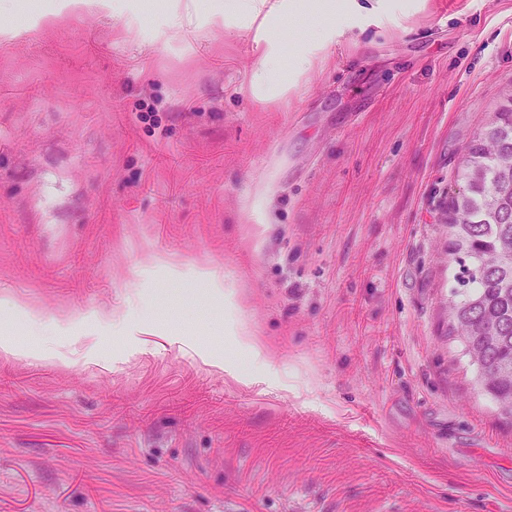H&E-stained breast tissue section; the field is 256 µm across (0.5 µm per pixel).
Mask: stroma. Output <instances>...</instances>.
I'll return each mask as SVG.
<instances>
[{
	"label": "stroma",
	"mask_w": 512,
	"mask_h": 512,
	"mask_svg": "<svg viewBox=\"0 0 512 512\" xmlns=\"http://www.w3.org/2000/svg\"><path fill=\"white\" fill-rule=\"evenodd\" d=\"M0 0V298L93 361L0 359V512H512V426L448 339L439 221L512 82V0L248 15ZM224 299L192 281L199 263ZM243 335L262 354L240 379ZM267 2L268 1L266 0H249L247 2V9L251 13L252 21H255L262 16V19L256 29L255 39L257 41L262 40L265 42V50L260 64L253 68L251 72L249 89L258 97L263 92H271L272 95L277 98H286L288 96V92L293 87L294 79H284L277 82H274L273 80L269 65L279 54L280 47L278 43L268 35L267 18L270 15V12L274 10L281 11V18L288 16V14L295 9L298 1L280 0L275 3L277 6L272 5L270 10L264 13L263 10L265 9Z\"/></svg>",
	"instance_id": "stroma-1"
}]
</instances>
